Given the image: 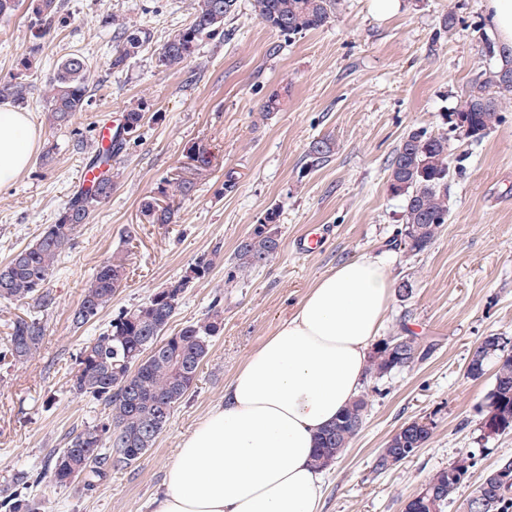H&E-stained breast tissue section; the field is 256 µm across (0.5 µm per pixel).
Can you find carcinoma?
Instances as JSON below:
<instances>
[{
  "mask_svg": "<svg viewBox=\"0 0 512 512\" xmlns=\"http://www.w3.org/2000/svg\"><path fill=\"white\" fill-rule=\"evenodd\" d=\"M63 0H31L34 15L33 43L19 65L28 69L30 57L37 54L46 37L60 22ZM337 0H252L257 19L275 32L292 37L325 27L336 13ZM237 0H197L192 21L157 48L158 66L169 70L184 65L206 39L224 34V21L234 15ZM118 39L112 46L111 69L124 70L153 42L152 31L112 17ZM93 80L86 57L79 52L67 54L46 80L47 110L51 125L60 129L89 105L88 92ZM31 85L14 78L0 85V98L17 105L28 103ZM512 106V61L486 70L460 96L454 115L464 120L470 132L459 136L473 141L482 139L501 120V112ZM145 118L144 105L123 115V125L137 131ZM127 144L121 135L111 138L109 146L96 152L89 167L98 176L91 186L79 190L59 212L53 224L44 227L31 244L18 249L0 265V300H37L47 309L55 298L45 288L60 254L73 240L80 224H87L97 207L112 195V160ZM451 148L448 136L426 130L414 131L400 143L388 164V188L403 198L401 224L393 238L395 247L411 256L429 250L448 221V191L451 177ZM195 183L174 178L163 182L158 193L163 197H189ZM141 213L150 224H173L176 210L161 205L158 198L143 200ZM279 210L270 207L263 220L237 245V270L250 271L274 258L280 249L276 224ZM213 261L200 256L189 267L193 275L155 291L143 304L124 309L112 319L108 329L90 339L77 358L78 369L71 391L91 395L105 402L107 421L87 426L74 434L67 447L53 452L36 476L54 487H68L82 481L90 486L95 479L115 466H132L146 455L166 429L175 407L195 385L202 363L209 356L213 338L224 327V310L213 305L204 317L186 322L167 336L165 331L174 317L188 284L209 273ZM126 280L124 264L107 260L99 266L72 313V323L81 327L95 320L112 302ZM44 326L36 316L20 317L11 326L10 336L0 347V361H21L40 348ZM404 342V350L392 348ZM434 344L400 335L378 341L369 355L368 373L382 378L400 371L417 360L428 358ZM496 368L491 389L481 404L482 421L512 431V349L503 337L489 334L472 352L467 375L481 378L488 361ZM367 402L360 396L326 428L317 439L314 465L324 471L331 468L363 426ZM433 428H422L417 421L404 423L387 440L374 460V469L385 472V462L399 464L408 458L404 448H420L431 438ZM492 472L485 473L467 500L464 512H509L512 485L500 486ZM466 475L452 476L445 467L435 472L413 499L406 501L404 512H444ZM0 512H40L39 504L7 490L0 491Z\"/></svg>",
  "mask_w": 512,
  "mask_h": 512,
  "instance_id": "obj_1",
  "label": "carcinoma"
}]
</instances>
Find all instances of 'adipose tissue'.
I'll use <instances>...</instances> for the list:
<instances>
[{"label":"adipose tissue","instance_id":"1","mask_svg":"<svg viewBox=\"0 0 512 512\" xmlns=\"http://www.w3.org/2000/svg\"><path fill=\"white\" fill-rule=\"evenodd\" d=\"M37 139L26 113L0 108V189ZM393 288L366 256L317 279L181 440L153 512H323L316 438L360 394Z\"/></svg>","mask_w":512,"mask_h":512}]
</instances>
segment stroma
<instances>
[{
	"instance_id": "1",
	"label": "stroma",
	"mask_w": 512,
	"mask_h": 512,
	"mask_svg": "<svg viewBox=\"0 0 512 512\" xmlns=\"http://www.w3.org/2000/svg\"><path fill=\"white\" fill-rule=\"evenodd\" d=\"M252 0H238L224 35L205 40L181 68L158 67L161 45L193 17L195 0H64V19L41 52L30 54L28 8L0 22V80L22 75L35 87L26 110L40 137L29 168L0 189V264L54 223L81 187L96 148L98 127L145 105L146 120L114 159L115 187L90 223L81 225L47 282L56 297L42 312L45 333L27 360L0 363V488L18 471H36L73 433L102 423V401L70 392L84 343L105 331L119 310L146 302L178 280L200 256L214 266L182 295L168 326L177 332L213 302L224 309V330L213 342L195 385L139 464L109 470L93 486L25 490L42 512H152L164 471L184 435L224 398V384L287 318L315 280L340 262L385 260L408 297L393 296L381 337L408 333L434 341L424 361L367 380L364 425L328 470L323 512H403L428 478L459 457H472L468 478L447 512H461L475 482L512 457V432L485 436L478 412L494 366L478 379L466 367L479 341L492 333L512 341V107L480 141L459 137L448 120L459 96L505 52L487 55L497 40L483 0H400L377 18L371 0H338L322 29L290 38L261 23ZM455 13L453 28L444 18ZM151 29L152 49L124 71L109 68L111 16ZM79 51L94 74L91 104L69 126L53 128L44 84L64 55ZM30 57L29 70L18 62ZM271 112H264L267 102ZM447 134L454 177L448 222L432 248L410 257L391 247L402 198L388 190V162L411 131ZM328 139L326 163L308 158ZM197 144L212 155L193 171L187 153ZM194 178L197 190L175 199L178 220L147 223L141 202L165 180ZM280 212L279 254L243 273L234 250L269 207ZM319 224L332 238L309 255L293 241ZM123 259L127 280L109 306L82 328L71 312L99 265ZM430 417L436 428L416 453L379 473V448L405 422Z\"/></svg>"
}]
</instances>
